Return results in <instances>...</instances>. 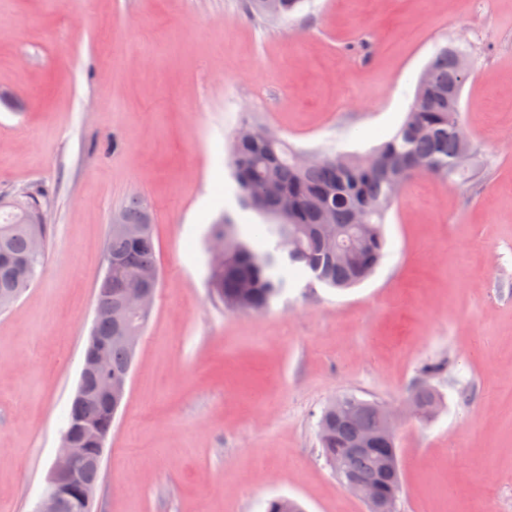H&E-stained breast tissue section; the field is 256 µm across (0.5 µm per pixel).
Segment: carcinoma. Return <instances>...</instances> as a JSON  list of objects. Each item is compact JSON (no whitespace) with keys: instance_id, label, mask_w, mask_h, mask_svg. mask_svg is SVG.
<instances>
[{"instance_id":"1","label":"carcinoma","mask_w":512,"mask_h":512,"mask_svg":"<svg viewBox=\"0 0 512 512\" xmlns=\"http://www.w3.org/2000/svg\"><path fill=\"white\" fill-rule=\"evenodd\" d=\"M304 0H249L255 17L277 22L288 18ZM465 52L456 46L440 49L420 74L414 100L404 123L388 140L364 154L327 153L307 159L277 132L244 119L231 135L229 163L237 184L240 205L264 220L273 248L260 251L226 216L212 227L210 240L224 241L221 257L210 256L213 294L233 311L261 314L283 290L276 273L277 254L287 252L288 262L305 269L312 281L329 288L346 289L368 279L380 265L387 246L384 224L403 186L425 175L450 186L481 177L476 163L454 164L463 151H472V140L461 120V94H448V85L468 78ZM36 191L0 198V312L8 309L36 280L43 252L33 253L32 243L49 237L47 224H34ZM116 218L136 228L128 234L112 230L106 254L117 265L102 277L97 304L112 307L93 328L86 352L107 349L112 379L130 376L136 346L125 342L129 326L144 332L150 314L127 311L123 285L160 276L153 224L148 205L130 199ZM125 392L107 403L94 381L88 398L72 402L66 431L77 442L97 448L108 437ZM440 394L424 381L416 386L409 405L426 419L441 406ZM383 404L375 399L344 393L330 401L318 421L322 455L340 484L353 479L373 488L386 499L401 501L403 486L400 448L386 441ZM371 435V449L356 450L360 437ZM264 512H304L288 497L266 501Z\"/></svg>"}]
</instances>
